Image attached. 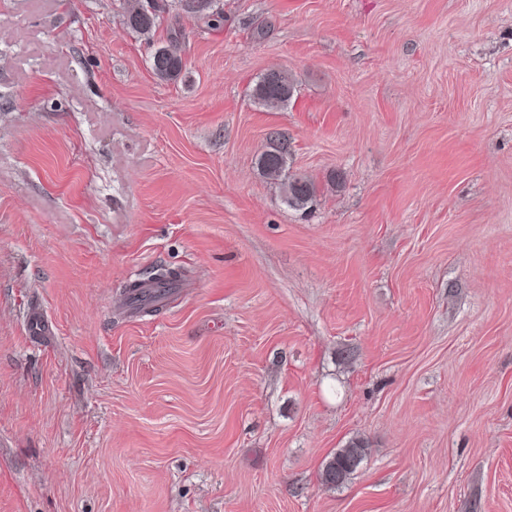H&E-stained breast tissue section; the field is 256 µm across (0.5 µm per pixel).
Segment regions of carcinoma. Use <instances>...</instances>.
Wrapping results in <instances>:
<instances>
[{
    "label": "carcinoma",
    "instance_id": "carcinoma-1",
    "mask_svg": "<svg viewBox=\"0 0 512 512\" xmlns=\"http://www.w3.org/2000/svg\"><path fill=\"white\" fill-rule=\"evenodd\" d=\"M169 10V0H161L155 4L153 12L149 14L144 12V0H127L124 25L149 41L164 14ZM183 67V58L176 37L171 38L167 44L155 48L151 55V69L161 80L177 79ZM294 92L295 83L292 77L283 70L274 69L269 71V74L259 77L252 89V97L266 108H280L288 104ZM290 156L287 140L272 139L257 157L256 165L266 179L280 186L284 202L289 208L305 211L313 205L317 189L308 177H293L290 171ZM150 282L156 285L152 292L141 288L139 283L129 285V301L141 305L161 303L173 288L174 274L168 270L157 269ZM364 457L365 445L360 440L338 449L322 467V483L329 488L343 486L357 471Z\"/></svg>",
    "mask_w": 512,
    "mask_h": 512
}]
</instances>
